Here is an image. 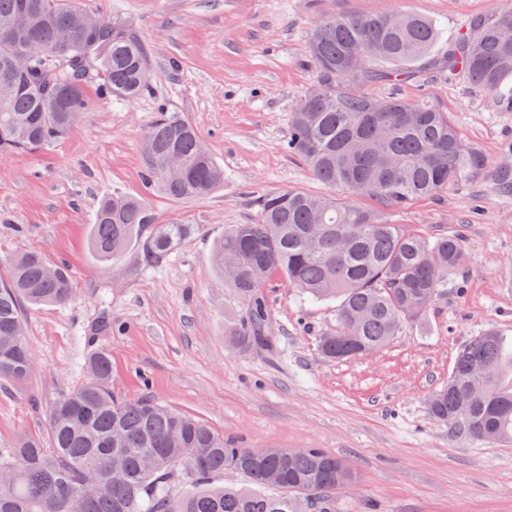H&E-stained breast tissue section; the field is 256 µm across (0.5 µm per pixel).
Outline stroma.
Returning <instances> with one entry per match:
<instances>
[{
	"instance_id": "1",
	"label": "stroma",
	"mask_w": 512,
	"mask_h": 512,
	"mask_svg": "<svg viewBox=\"0 0 512 512\" xmlns=\"http://www.w3.org/2000/svg\"><path fill=\"white\" fill-rule=\"evenodd\" d=\"M512 0H81L94 17L120 15L151 55L148 90L123 101L89 88V105L65 137L0 159V278L21 250L65 265L75 296L63 306L26 308L34 370L24 384L0 381V448L47 438L52 402L87 378V330L109 288L112 387L184 411L250 448H320L343 460L355 481L337 492L336 512H512V442L452 434L426 400L448 380L471 336L496 330L512 341V193L492 177L416 201L393 223L429 238L463 239L468 262L447 293L385 348L348 361L324 358L322 332L335 305L270 289L274 351L232 347L242 305L213 268L230 224H251L267 193L325 188L288 155V118L318 81L310 33L334 13L406 11L446 34ZM370 93L409 100L431 95L490 164L512 143V112L492 95L434 80L372 84ZM196 125L224 169V186L197 200L147 193L140 142L160 108ZM146 196L159 219L196 225L176 251L145 267L139 245L119 269L89 246L101 199Z\"/></svg>"
}]
</instances>
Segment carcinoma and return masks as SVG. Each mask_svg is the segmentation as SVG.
<instances>
[{
	"mask_svg": "<svg viewBox=\"0 0 512 512\" xmlns=\"http://www.w3.org/2000/svg\"><path fill=\"white\" fill-rule=\"evenodd\" d=\"M77 0H0V158L62 139L88 106L87 88L133 100L149 87L147 44L120 17L85 25ZM434 21L397 12L328 15L309 42L319 79L289 115L288 153L314 178L346 197L297 190L266 194L253 224H231L211 262L244 311L228 336L241 349L271 348L266 289L280 280L310 300L336 302V325L319 338L321 354L348 360L377 352L440 300L448 275L466 262L463 241L431 240L385 214L487 175L512 191V146L490 167L450 112L432 100L379 97L371 83L402 84L430 59L433 76L496 97L512 112V8L472 18L448 35ZM41 47L20 72L15 58ZM147 188L174 200L201 199L224 184L222 168L180 112H160L140 144ZM369 197L361 208L354 197ZM195 231L166 224L143 198L114 193L96 212L90 247L117 264L127 248L150 257L173 252ZM74 296L68 271L31 251L10 261L0 282V379L24 380L33 368L27 306L64 305ZM89 377L49 409L51 447L31 438L0 448V512H336V491L351 469L320 448H245L194 417L141 397L112 392L109 353L86 359ZM512 342L493 331L458 350L448 384L427 403L460 437L512 441ZM239 473L247 485H224Z\"/></svg>",
	"mask_w": 512,
	"mask_h": 512,
	"instance_id": "1",
	"label": "carcinoma"
}]
</instances>
